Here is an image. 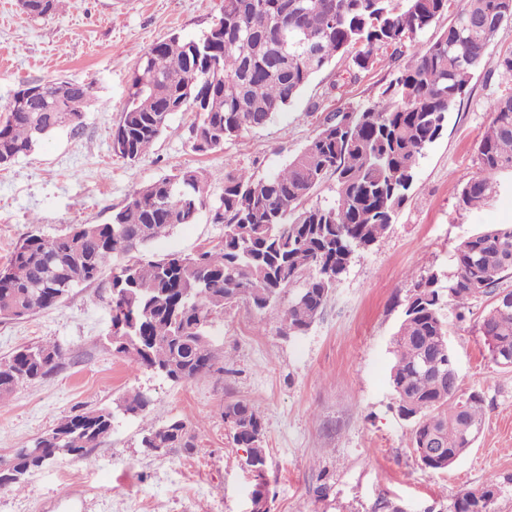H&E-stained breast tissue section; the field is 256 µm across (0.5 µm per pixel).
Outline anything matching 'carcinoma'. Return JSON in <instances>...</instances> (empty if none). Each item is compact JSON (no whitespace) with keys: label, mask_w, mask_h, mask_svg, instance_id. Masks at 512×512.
Segmentation results:
<instances>
[{"label":"carcinoma","mask_w":512,"mask_h":512,"mask_svg":"<svg viewBox=\"0 0 512 512\" xmlns=\"http://www.w3.org/2000/svg\"><path fill=\"white\" fill-rule=\"evenodd\" d=\"M32 17L52 14L58 0H19ZM450 0H224L221 14L200 37L173 35L140 57L129 96L112 130V150L134 163L145 157L173 109H202L191 148L221 150L242 132L262 128L298 99L333 60L360 73L395 56L407 40L425 34L448 12ZM512 20V0H464L454 22L436 41L397 70L377 100L328 115L321 128L272 177L233 169L224 192L208 205L207 178L179 169L135 191L106 224H76L53 238L27 235L0 269V321L18 320L62 304L70 290L107 281L112 326L120 337L112 352L137 369L173 382L221 372L210 336L224 309L243 300L258 311L293 291L283 311L290 335L305 333L320 315L355 254L383 239L409 200L415 169L439 139L475 71L512 76V51L491 60L487 47ZM93 82L51 79L17 90L0 123V164L27 156L55 133L78 131L94 93ZM492 118L474 155L477 171L460 191L468 209L496 192L497 177L512 174V92L491 99ZM336 183L328 204H307L325 180ZM210 207L224 225L221 238L188 255L160 258L147 248ZM455 273L446 284L436 272L417 276L393 338L391 384L398 414L412 425L411 445L421 467H452L468 451L466 436L479 429L484 399L452 390L454 356L448 346L451 305L458 318L471 299L509 290L512 224L488 225L455 247ZM490 359L512 352V313L490 307L479 324ZM64 358L57 344H36L0 360V400L53 372ZM151 404L128 393L112 408L61 418L32 447L7 459L12 476L0 489L25 483L36 469L66 458H88L112 431L116 415L136 417ZM233 443L250 449L246 465L265 477L267 452L260 412L249 402L224 405ZM435 435L445 459L420 452ZM142 447H194L186 423L171 420L142 438ZM499 483L488 480L459 492L453 512H495Z\"/></svg>","instance_id":"1"}]
</instances>
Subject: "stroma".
I'll return each instance as SVG.
<instances>
[{"mask_svg":"<svg viewBox=\"0 0 512 512\" xmlns=\"http://www.w3.org/2000/svg\"><path fill=\"white\" fill-rule=\"evenodd\" d=\"M223 0H60L43 18L18 0L0 7V121L22 85L55 78L93 82L94 104L78 132L61 131L31 155L0 169V267L29 233L52 238L74 224H105L136 190L183 168L203 169L210 201L224 176L244 169L272 176L317 132L326 115L377 99L394 71L380 63L340 82L344 60L319 72L300 98L267 126L247 130L223 150L201 155L190 143L199 116L174 114L150 153L131 164L112 150V129L141 55L171 35L201 36ZM512 78L487 83L477 70L421 159L410 198L388 234L356 254L321 314L299 336L282 324L287 299L263 311L239 302L217 319L213 344L223 373L172 382L113 356L105 284L75 288L58 308L0 323V358L33 343L59 344L65 356L39 382L0 405V457L32 446L61 417L112 406L133 390L152 403L141 416L118 417L89 461L67 459L31 473L22 489H0V512H250L262 489L269 512H378L388 501L403 512H451L456 495L488 478L501 486L498 512H512V368L493 364L478 332L489 296L474 298L465 320L449 318L448 345L462 393H481L478 439L452 468L424 470L397 412L390 383L391 342L413 291L410 272L454 271L456 244L490 224H512V175L478 210L460 206L462 185L493 95ZM223 225L201 211L151 253H191L218 240ZM246 400L262 413L265 485L242 464L221 413ZM184 420L192 451H146L141 438L170 419Z\"/></svg>","mask_w":512,"mask_h":512,"instance_id":"35a3bbf8","label":"stroma"}]
</instances>
